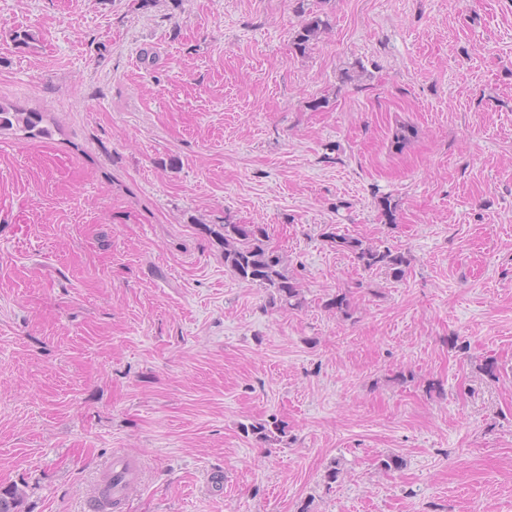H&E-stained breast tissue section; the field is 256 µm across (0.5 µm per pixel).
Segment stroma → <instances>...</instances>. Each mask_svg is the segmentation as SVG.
Wrapping results in <instances>:
<instances>
[{
    "label": "stroma",
    "instance_id": "stroma-1",
    "mask_svg": "<svg viewBox=\"0 0 512 512\" xmlns=\"http://www.w3.org/2000/svg\"><path fill=\"white\" fill-rule=\"evenodd\" d=\"M322 8L301 55L296 0H0V102L46 129L0 131L19 512H89L119 453L123 512H512V0ZM226 221L265 226L299 306L225 267ZM324 236L330 240L336 251L350 252L355 255L365 270H382L394 279H401L409 266V258L404 252L392 250L388 247L380 250L373 247H363L361 241L347 237L345 234L325 232Z\"/></svg>",
    "mask_w": 512,
    "mask_h": 512
}]
</instances>
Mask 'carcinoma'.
<instances>
[{"label":"carcinoma","instance_id":"cac0c4a2","mask_svg":"<svg viewBox=\"0 0 512 512\" xmlns=\"http://www.w3.org/2000/svg\"><path fill=\"white\" fill-rule=\"evenodd\" d=\"M306 0H298L297 9L303 16L301 27L293 37V50L306 53L327 21L323 19L321 10L305 5ZM43 121L38 112H21L0 103V130L25 129L44 132L40 127ZM417 136L414 126L402 123L396 126L391 147L403 151ZM208 233L224 249V266L230 268L241 280L259 285L278 296L280 302L292 304L298 301L299 288L284 270V257L276 249L269 246L266 228L261 224H233L225 222L208 228ZM331 246L340 252H350L366 270H382L391 277L403 278L409 266V258L405 253L390 248L380 250L365 247L362 242L344 234L324 233ZM287 425L277 419L251 425L252 433L268 442H278L286 434Z\"/></svg>","mask_w":512,"mask_h":512}]
</instances>
